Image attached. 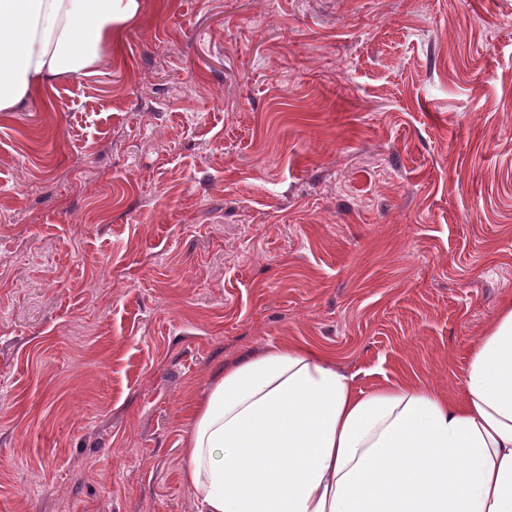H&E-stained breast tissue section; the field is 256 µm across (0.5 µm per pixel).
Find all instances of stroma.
<instances>
[{"instance_id":"obj_1","label":"stroma","mask_w":512,"mask_h":512,"mask_svg":"<svg viewBox=\"0 0 512 512\" xmlns=\"http://www.w3.org/2000/svg\"><path fill=\"white\" fill-rule=\"evenodd\" d=\"M512 296V0H146L0 112V512H196L270 345L458 390Z\"/></svg>"}]
</instances>
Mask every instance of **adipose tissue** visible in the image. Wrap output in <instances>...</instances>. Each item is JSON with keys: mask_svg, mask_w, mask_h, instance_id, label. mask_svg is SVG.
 Instances as JSON below:
<instances>
[{"mask_svg": "<svg viewBox=\"0 0 512 512\" xmlns=\"http://www.w3.org/2000/svg\"><path fill=\"white\" fill-rule=\"evenodd\" d=\"M142 13L143 0H0V112L95 71ZM185 454L198 512H512V299L460 393L360 396L333 357L273 346L217 375Z\"/></svg>", "mask_w": 512, "mask_h": 512, "instance_id": "1", "label": "adipose tissue"}]
</instances>
